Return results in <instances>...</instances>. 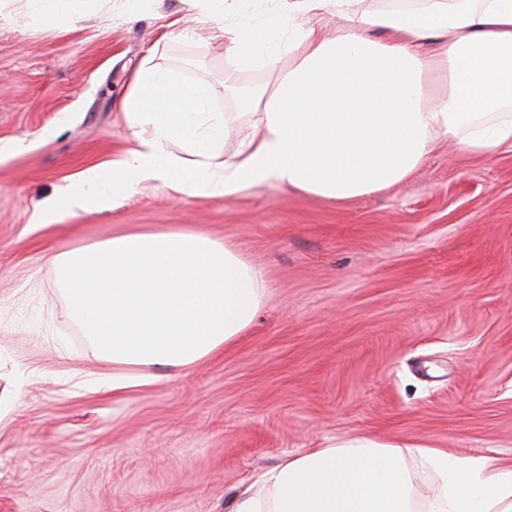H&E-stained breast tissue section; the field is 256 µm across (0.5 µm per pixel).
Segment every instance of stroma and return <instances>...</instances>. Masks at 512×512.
<instances>
[{"instance_id":"obj_1","label":"stroma","mask_w":512,"mask_h":512,"mask_svg":"<svg viewBox=\"0 0 512 512\" xmlns=\"http://www.w3.org/2000/svg\"><path fill=\"white\" fill-rule=\"evenodd\" d=\"M122 4L46 23L0 0V512H226L287 455L360 435L512 460L511 152L443 145L406 185L346 203L153 184L42 223L77 173L131 147L121 101L148 53L209 85L228 154L255 132L240 96L275 79L225 59L196 0ZM177 19L188 35H168ZM163 229L234 244L263 307L190 366L96 359L51 255Z\"/></svg>"}]
</instances>
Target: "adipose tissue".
Returning a JSON list of instances; mask_svg holds the SVG:
<instances>
[{
  "instance_id": "1",
  "label": "adipose tissue",
  "mask_w": 512,
  "mask_h": 512,
  "mask_svg": "<svg viewBox=\"0 0 512 512\" xmlns=\"http://www.w3.org/2000/svg\"><path fill=\"white\" fill-rule=\"evenodd\" d=\"M224 55L275 72L243 106L260 132L230 134L211 90L144 57L122 108L134 140L85 168L42 211L111 208L148 184L228 197L264 183L336 202L404 184L444 143L471 159L512 151V0H211ZM70 315L98 358L189 366L252 324L265 288L230 244L196 230L115 236L52 255ZM434 475L415 486L410 460ZM228 512H512V462L358 437L288 455Z\"/></svg>"
}]
</instances>
